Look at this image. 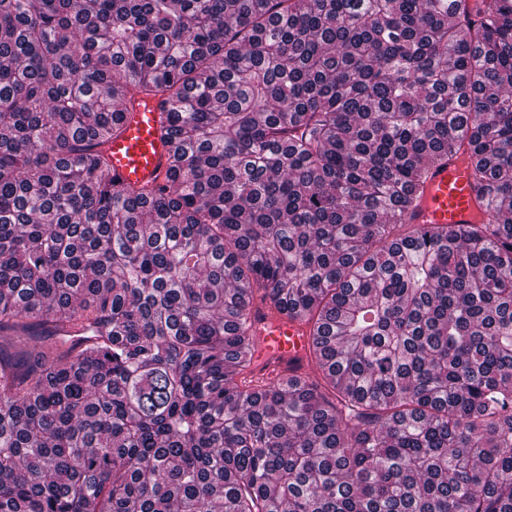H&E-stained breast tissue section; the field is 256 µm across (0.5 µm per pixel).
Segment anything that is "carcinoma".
<instances>
[{
  "label": "carcinoma",
  "instance_id": "carcinoma-1",
  "mask_svg": "<svg viewBox=\"0 0 512 512\" xmlns=\"http://www.w3.org/2000/svg\"><path fill=\"white\" fill-rule=\"evenodd\" d=\"M0 512H512V0H0ZM123 132L103 146L112 176L130 184L161 182L169 168L171 145L164 139L168 115L157 99L127 105ZM488 213L471 170L462 157L434 166L423 191L405 215L406 224H480ZM265 314L264 305L256 304L252 321L260 339V357L249 378L258 383L275 382L291 373L297 364L305 365L309 342L304 326L297 321L263 319Z\"/></svg>",
  "mask_w": 512,
  "mask_h": 512
}]
</instances>
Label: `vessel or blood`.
I'll list each match as a JSON object with an SVG mask.
<instances>
[{"label":"vessel or blood","mask_w":512,"mask_h":512,"mask_svg":"<svg viewBox=\"0 0 512 512\" xmlns=\"http://www.w3.org/2000/svg\"><path fill=\"white\" fill-rule=\"evenodd\" d=\"M168 115L159 100L127 105L122 134L103 147L114 177L130 184L162 181L169 168L171 146L164 137ZM487 212L465 159L434 166L423 191L405 215L406 223L480 224ZM264 305H256L252 321L260 339V357L251 375L258 383H272L296 365L305 363L309 342L303 325L269 319Z\"/></svg>","instance_id":"vessel-or-blood-1"}]
</instances>
